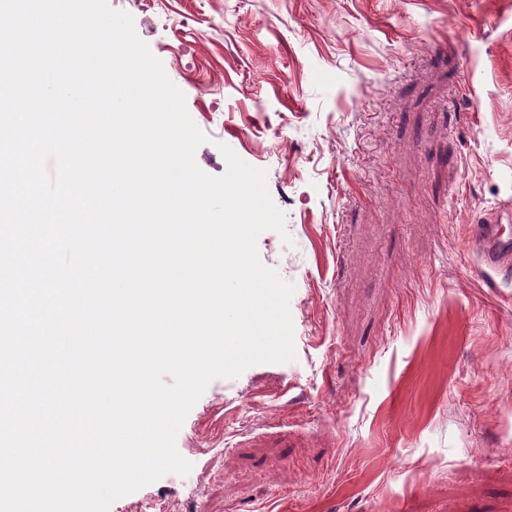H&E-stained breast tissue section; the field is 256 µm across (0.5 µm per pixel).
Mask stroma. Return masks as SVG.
<instances>
[{
	"label": "stroma",
	"instance_id": "1",
	"mask_svg": "<svg viewBox=\"0 0 512 512\" xmlns=\"http://www.w3.org/2000/svg\"><path fill=\"white\" fill-rule=\"evenodd\" d=\"M206 135L266 170L297 357L213 380L192 465L109 512H512V0H108ZM512 205L504 204L491 213L480 215L472 222L469 249L476 255L482 278L496 286V278L512 268Z\"/></svg>",
	"mask_w": 512,
	"mask_h": 512
}]
</instances>
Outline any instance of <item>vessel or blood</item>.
<instances>
[{
	"mask_svg": "<svg viewBox=\"0 0 512 512\" xmlns=\"http://www.w3.org/2000/svg\"><path fill=\"white\" fill-rule=\"evenodd\" d=\"M469 249L488 285H495L498 276L512 270L511 204L474 219Z\"/></svg>",
	"mask_w": 512,
	"mask_h": 512,
	"instance_id": "obj_1",
	"label": "vessel or blood"
}]
</instances>
